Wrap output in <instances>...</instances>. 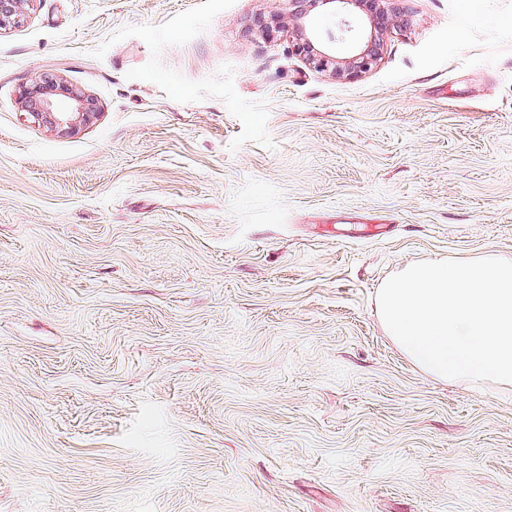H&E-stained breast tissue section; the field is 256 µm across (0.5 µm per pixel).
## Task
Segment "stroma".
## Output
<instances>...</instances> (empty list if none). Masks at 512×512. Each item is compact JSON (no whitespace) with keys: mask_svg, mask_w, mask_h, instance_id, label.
<instances>
[{"mask_svg":"<svg viewBox=\"0 0 512 512\" xmlns=\"http://www.w3.org/2000/svg\"><path fill=\"white\" fill-rule=\"evenodd\" d=\"M369 71L289 0H28L0 28V512H512V391L381 282L512 257V0H395ZM91 98L78 133L22 85ZM20 100L34 122L46 124L62 134L76 133L97 115L90 112L89 99L84 94L48 82L45 77L23 86Z\"/></svg>","mask_w":512,"mask_h":512,"instance_id":"1","label":"stroma"}]
</instances>
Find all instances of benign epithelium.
<instances>
[{
	"mask_svg": "<svg viewBox=\"0 0 512 512\" xmlns=\"http://www.w3.org/2000/svg\"><path fill=\"white\" fill-rule=\"evenodd\" d=\"M28 0H0V27L14 21ZM295 51L309 64L339 78H353L370 70L380 55L376 30L387 16L386 0H293ZM330 5L334 24L323 30L307 26L310 10ZM20 100L27 114L62 134H74L96 116L84 94L41 78L22 87Z\"/></svg>",
	"mask_w": 512,
	"mask_h": 512,
	"instance_id": "7a95c632",
	"label": "benign epithelium"
}]
</instances>
